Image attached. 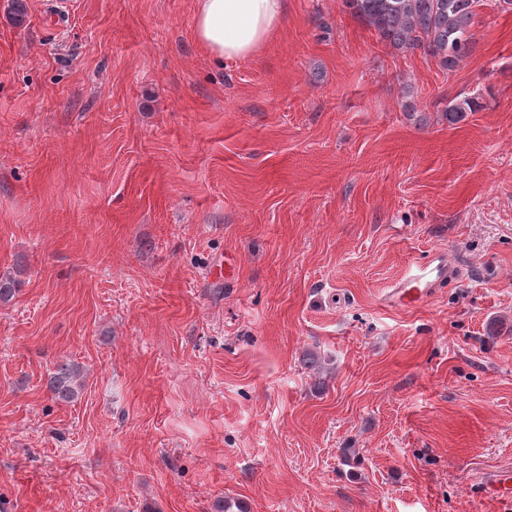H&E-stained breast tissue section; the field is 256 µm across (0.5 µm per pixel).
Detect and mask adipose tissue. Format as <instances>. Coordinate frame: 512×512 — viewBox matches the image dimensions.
Returning <instances> with one entry per match:
<instances>
[{
	"instance_id": "adipose-tissue-1",
	"label": "adipose tissue",
	"mask_w": 512,
	"mask_h": 512,
	"mask_svg": "<svg viewBox=\"0 0 512 512\" xmlns=\"http://www.w3.org/2000/svg\"><path fill=\"white\" fill-rule=\"evenodd\" d=\"M286 10L287 0H197L194 37L213 57L246 59L280 29Z\"/></svg>"
}]
</instances>
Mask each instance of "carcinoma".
Returning <instances> with one entry per match:
<instances>
[{
  "label": "carcinoma",
  "instance_id": "obj_1",
  "mask_svg": "<svg viewBox=\"0 0 512 512\" xmlns=\"http://www.w3.org/2000/svg\"><path fill=\"white\" fill-rule=\"evenodd\" d=\"M482 0H341L342 10L364 22L388 47L402 52L423 51L452 72L470 54L472 27ZM474 97L454 98L445 110L448 125L478 110ZM17 275H0V303L21 288ZM79 364L63 361L49 374L46 387L59 402L75 401L83 387Z\"/></svg>",
  "mask_w": 512,
  "mask_h": 512
}]
</instances>
